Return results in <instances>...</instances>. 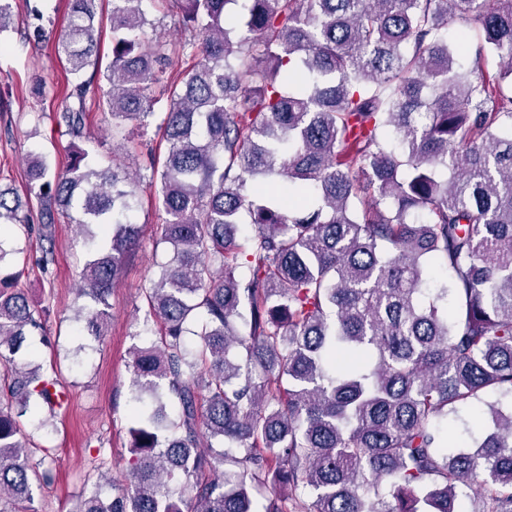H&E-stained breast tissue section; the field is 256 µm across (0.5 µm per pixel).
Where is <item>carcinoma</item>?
<instances>
[{
	"label": "carcinoma",
	"instance_id": "cac0c4a2",
	"mask_svg": "<svg viewBox=\"0 0 512 512\" xmlns=\"http://www.w3.org/2000/svg\"><path fill=\"white\" fill-rule=\"evenodd\" d=\"M160 2L184 38L147 37L143 0H112L103 68L95 0H70L69 163L30 161L36 211L0 189V232L37 230L44 274L54 211L76 200L78 230L102 227L79 288L91 336L143 183L171 246L146 291L158 337L130 351L129 481L71 512H512V0ZM455 22L484 33L468 71ZM175 58L162 161L99 166L87 100L145 128ZM436 264L451 277L431 289ZM46 320L0 279V512H39L54 482L19 418L68 395L15 361ZM466 404L486 417L469 450L439 426Z\"/></svg>",
	"mask_w": 512,
	"mask_h": 512
}]
</instances>
